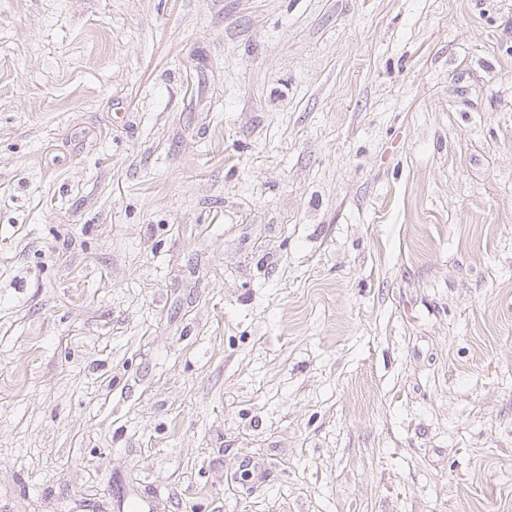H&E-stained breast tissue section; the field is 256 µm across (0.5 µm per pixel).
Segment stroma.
Masks as SVG:
<instances>
[{
	"label": "stroma",
	"mask_w": 512,
	"mask_h": 512,
	"mask_svg": "<svg viewBox=\"0 0 512 512\" xmlns=\"http://www.w3.org/2000/svg\"><path fill=\"white\" fill-rule=\"evenodd\" d=\"M512 512V0H0V512Z\"/></svg>",
	"instance_id": "35a3bbf8"
}]
</instances>
